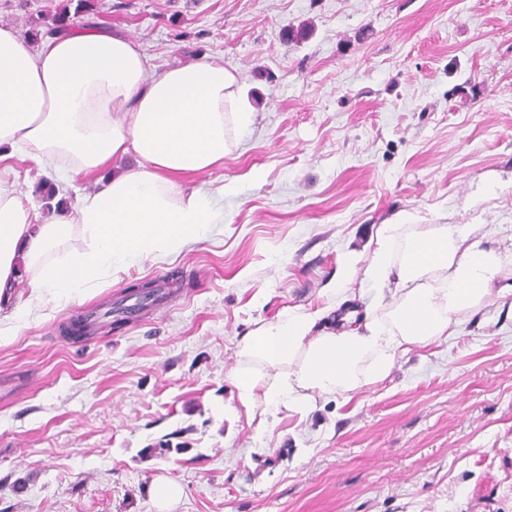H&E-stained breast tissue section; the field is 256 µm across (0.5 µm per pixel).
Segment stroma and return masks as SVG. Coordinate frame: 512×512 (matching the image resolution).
<instances>
[{"label": "stroma", "mask_w": 512, "mask_h": 512, "mask_svg": "<svg viewBox=\"0 0 512 512\" xmlns=\"http://www.w3.org/2000/svg\"><path fill=\"white\" fill-rule=\"evenodd\" d=\"M93 2L78 23L126 34L155 70L222 61L254 122L189 180L224 211L208 240L0 335V512H158L160 477L182 489L171 512H512V296L304 417L258 424L233 383L240 341L325 306L381 225H477L512 283V0ZM63 3L0 0V26L44 33ZM4 167L47 215L54 169ZM161 276L167 304L66 334Z\"/></svg>", "instance_id": "35a3bbf8"}]
</instances>
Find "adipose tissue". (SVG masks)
Returning <instances> with one entry per match:
<instances>
[{"label": "adipose tissue", "instance_id": "adipose-tissue-1", "mask_svg": "<svg viewBox=\"0 0 512 512\" xmlns=\"http://www.w3.org/2000/svg\"><path fill=\"white\" fill-rule=\"evenodd\" d=\"M253 121L234 73L203 56L155 73L119 33L64 31L38 42L0 26V161L23 155L54 167L57 201L37 219L13 186L0 183V311L14 321L96 281L107 269L156 262L207 238L223 223L203 188L184 178L223 165ZM95 178V192L66 204L69 186ZM81 244L51 259L56 244ZM505 256L472 224H384L365 281L396 303L364 324L346 316L317 331L325 309L289 311L239 345L233 375L260 422L304 414L318 397L351 399L384 380L412 347L454 335L461 316L494 294ZM29 293L17 301L15 291Z\"/></svg>", "mask_w": 512, "mask_h": 512}]
</instances>
